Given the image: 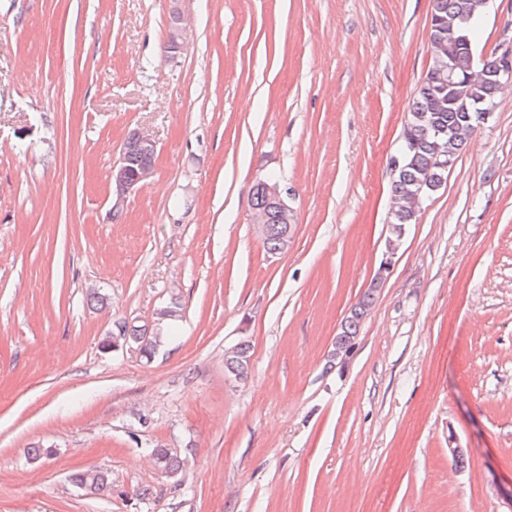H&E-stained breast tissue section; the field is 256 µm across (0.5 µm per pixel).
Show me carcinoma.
<instances>
[{"label": "carcinoma", "mask_w": 512, "mask_h": 512, "mask_svg": "<svg viewBox=\"0 0 512 512\" xmlns=\"http://www.w3.org/2000/svg\"><path fill=\"white\" fill-rule=\"evenodd\" d=\"M487 11L486 0H431V27L429 34L430 60L427 71L414 90L403 124L401 146L397 154L398 165L391 183V202L388 210L389 236L385 252L398 253L406 226L416 221L419 204L415 197L426 198L437 190L448 170L439 165L441 161L455 163L461 151L471 142L479 126L473 112L480 100H496L501 91L492 85L477 80L458 89L448 90V83L439 80L440 69L448 68V55L457 62L458 81H464L469 65L474 68L492 69L497 65L500 52L479 54L474 47L477 26ZM456 26L463 29L467 40L453 51H448V31ZM150 157V149L136 141L127 144L124 160L130 173H136ZM253 214L264 217L267 224L262 236L263 246L269 254H280L288 249L290 237L284 236L287 224L281 211L270 203L259 184H254L248 199ZM381 279H372L371 285L350 309L341 324L339 335L351 342L357 336L361 321L370 311ZM123 336L141 346L146 356H151L159 336H149L133 327ZM250 358V347L240 344L224 352L227 371L239 376L245 373ZM157 470L165 476L178 474L183 466L180 453L174 448L153 450ZM79 487L86 486L95 494L112 493V477L97 468H86L72 475Z\"/></svg>", "instance_id": "1"}]
</instances>
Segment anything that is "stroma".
<instances>
[{
	"mask_svg": "<svg viewBox=\"0 0 512 512\" xmlns=\"http://www.w3.org/2000/svg\"><path fill=\"white\" fill-rule=\"evenodd\" d=\"M179 5L171 52L170 0H0V512H512V91L331 362L385 250L430 0ZM475 40L512 43V0ZM134 130L155 169L116 210ZM266 177L294 210L278 255ZM123 321L162 332L152 358L101 351ZM87 467L112 494L71 483ZM259 180L264 182H278L272 177ZM258 181L255 182L252 187L248 204L253 214L262 215L264 217L263 224H267L266 233L261 237L266 252L272 255L280 254L288 249L290 234L289 237L287 236L284 238L283 235L287 230L286 224H294V214L291 216L289 221H286L281 211L267 200ZM250 357V347L240 344L224 352V366L228 372H235V377L243 375ZM153 456L157 470L165 476H174L182 469L183 459L174 448H155Z\"/></svg>",
	"mask_w": 512,
	"mask_h": 512,
	"instance_id": "35a3bbf8",
	"label": "stroma"
}]
</instances>
